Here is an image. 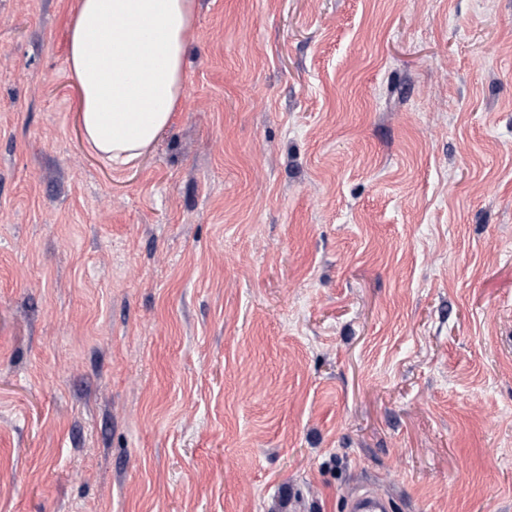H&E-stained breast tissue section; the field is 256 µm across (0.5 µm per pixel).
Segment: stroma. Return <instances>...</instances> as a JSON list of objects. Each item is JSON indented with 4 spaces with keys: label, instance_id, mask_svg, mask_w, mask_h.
<instances>
[{
    "label": "stroma",
    "instance_id": "obj_1",
    "mask_svg": "<svg viewBox=\"0 0 512 512\" xmlns=\"http://www.w3.org/2000/svg\"><path fill=\"white\" fill-rule=\"evenodd\" d=\"M78 0H0V512H512V0H197L89 150ZM389 510V498L369 489L354 494L347 503L349 512H388Z\"/></svg>",
    "mask_w": 512,
    "mask_h": 512
}]
</instances>
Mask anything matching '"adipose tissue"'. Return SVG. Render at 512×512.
Here are the masks:
<instances>
[{"instance_id":"adipose-tissue-1","label":"adipose tissue","mask_w":512,"mask_h":512,"mask_svg":"<svg viewBox=\"0 0 512 512\" xmlns=\"http://www.w3.org/2000/svg\"><path fill=\"white\" fill-rule=\"evenodd\" d=\"M194 0H78L67 54L88 148L126 164L147 152L184 94Z\"/></svg>"}]
</instances>
